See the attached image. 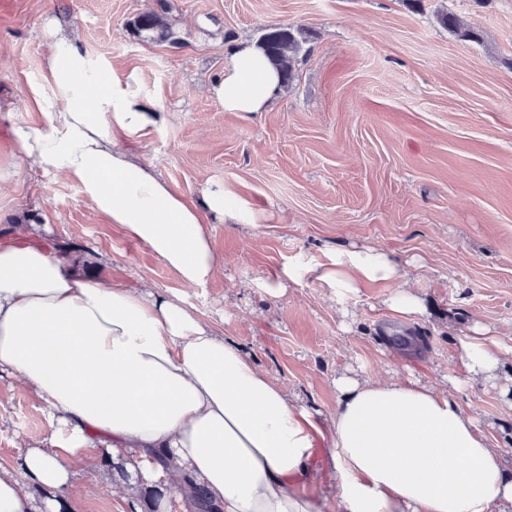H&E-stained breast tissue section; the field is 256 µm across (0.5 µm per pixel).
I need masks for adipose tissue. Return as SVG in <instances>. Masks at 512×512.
Here are the masks:
<instances>
[{"instance_id": "1", "label": "adipose tissue", "mask_w": 512, "mask_h": 512, "mask_svg": "<svg viewBox=\"0 0 512 512\" xmlns=\"http://www.w3.org/2000/svg\"><path fill=\"white\" fill-rule=\"evenodd\" d=\"M51 29L43 81L31 89L47 119L14 128L15 151L0 153V192L16 181L20 155L64 173L182 285L206 286L220 259L204 212L241 222L246 208L221 189L195 205L121 146L155 125L157 110L129 83L109 79L62 22ZM280 87L278 70L250 43L225 60L211 92L225 111L260 112ZM37 237L31 224L0 241V372L24 382L59 427L22 457L25 480L0 468V512H60L76 471L103 450L122 458L135 480L190 477L224 512L512 507L503 450L447 390L417 379L337 377L329 446L315 466L319 423L311 412L178 294L89 279L76 257ZM318 277L348 291L394 281L392 312L407 318L422 308L381 252L338 253ZM501 346L488 328H475L461 344L468 381L495 378Z\"/></svg>"}]
</instances>
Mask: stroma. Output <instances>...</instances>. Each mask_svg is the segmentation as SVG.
<instances>
[{
  "label": "stroma",
  "mask_w": 512,
  "mask_h": 512,
  "mask_svg": "<svg viewBox=\"0 0 512 512\" xmlns=\"http://www.w3.org/2000/svg\"><path fill=\"white\" fill-rule=\"evenodd\" d=\"M184 44L133 36L127 23L156 0H0V148L11 130L43 121L29 103L43 72L47 23L58 17L114 77L158 105L161 121L129 149L189 200L221 188L251 224L211 219L222 261L203 288L181 285L145 245L105 223L76 183L21 163L0 198V235L13 216L40 218L39 237L85 257L93 279L160 295L175 291L315 419L337 403L335 379L413 377L463 382L455 396L512 467V351L497 379L466 382L460 344L476 326L512 336V0H170ZM473 30L460 40L438 21ZM309 30L294 80L263 112H227L210 92L224 59L265 26ZM388 254L423 315L386 301L395 283L337 293L316 270L336 253ZM292 272L277 297L268 282ZM412 330L408 353L384 331ZM46 406L0 376V466L17 469L56 430ZM90 487L75 512H144L149 497L185 512L173 486L125 489L106 459L76 477Z\"/></svg>",
  "instance_id": "35a3bbf8"
}]
</instances>
